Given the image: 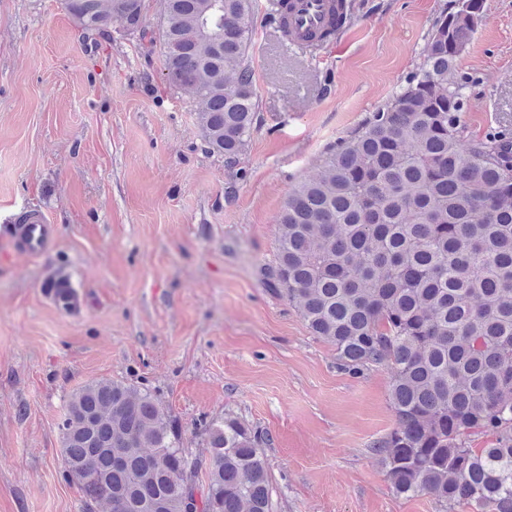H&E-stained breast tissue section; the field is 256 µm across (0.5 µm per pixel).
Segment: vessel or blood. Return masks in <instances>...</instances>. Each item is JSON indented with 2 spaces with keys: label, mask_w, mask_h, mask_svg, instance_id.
<instances>
[{
  "label": "vessel or blood",
  "mask_w": 512,
  "mask_h": 512,
  "mask_svg": "<svg viewBox=\"0 0 512 512\" xmlns=\"http://www.w3.org/2000/svg\"><path fill=\"white\" fill-rule=\"evenodd\" d=\"M339 0H290L287 12H271L267 24L287 37L293 49L309 48V39L326 28L344 31L348 17L342 16ZM52 226L43 214L28 216L25 223L10 224L0 229V248L5 253L37 256L51 243Z\"/></svg>",
  "instance_id": "1"
}]
</instances>
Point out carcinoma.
I'll use <instances>...</instances> for the list:
<instances>
[{"mask_svg": "<svg viewBox=\"0 0 512 512\" xmlns=\"http://www.w3.org/2000/svg\"><path fill=\"white\" fill-rule=\"evenodd\" d=\"M87 39L112 15L144 39L142 0H64ZM254 0H160L168 82L198 102L207 149L233 165L258 117L249 50ZM483 0L440 15L420 67L354 135L330 146L318 177L293 184L266 283L351 373L391 376L395 427L373 445L392 490L454 512H512V134H465L456 58ZM224 17L218 33L204 20ZM77 307L62 270L44 283ZM65 478L82 512H274L267 439L239 417L202 416L208 463L159 395L98 379L67 397L58 425Z\"/></svg>", "mask_w": 512, "mask_h": 512, "instance_id": "1", "label": "carcinoma"}]
</instances>
